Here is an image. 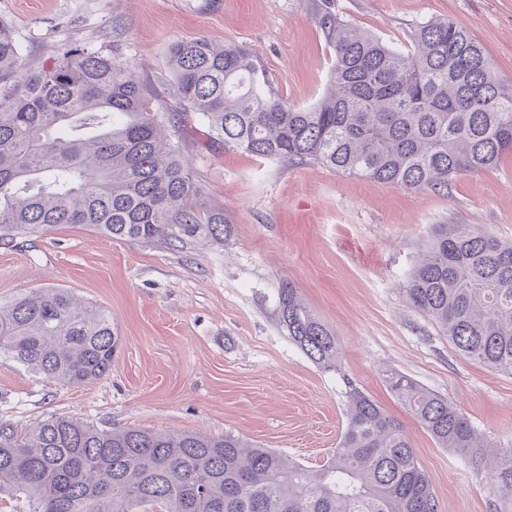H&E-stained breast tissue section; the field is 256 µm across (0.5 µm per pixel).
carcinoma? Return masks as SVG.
Wrapping results in <instances>:
<instances>
[{
  "instance_id": "carcinoma-1",
  "label": "carcinoma",
  "mask_w": 512,
  "mask_h": 512,
  "mask_svg": "<svg viewBox=\"0 0 512 512\" xmlns=\"http://www.w3.org/2000/svg\"><path fill=\"white\" fill-rule=\"evenodd\" d=\"M320 25L335 60L314 106L283 99L247 49L198 37L167 50L179 108L228 148L408 189H446L512 153V86L460 22L418 24L408 51L330 14ZM55 53L53 66H32L0 21V240L68 224L118 240L223 242L224 210L200 203L178 130L166 134L171 117L131 64L86 44ZM404 291L461 356L512 372V242L440 224ZM279 321L314 364L337 366L335 332L289 282ZM118 346L112 313L61 288L0 307V355L62 385L109 374ZM388 387L439 447L481 465L457 406L404 373L388 375ZM346 394L345 430L316 472L232 433L51 416L23 434L0 424V493L28 512H438L403 426L359 388ZM493 472L499 512H512V458Z\"/></svg>"
}]
</instances>
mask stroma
Instances as JSON below:
<instances>
[{
  "mask_svg": "<svg viewBox=\"0 0 512 512\" xmlns=\"http://www.w3.org/2000/svg\"><path fill=\"white\" fill-rule=\"evenodd\" d=\"M327 13L398 47L417 24L453 18L512 85V0H0V20L32 65L51 66L57 44L92 45L134 63L159 108L176 105L169 44L200 36L248 48L284 98L314 104L333 61L319 24ZM181 136L203 203L223 209L232 228L224 243L113 240L72 225L0 241V306L62 288L111 312L120 336L111 372L85 386L1 356L0 424L24 431L68 415L102 428L231 433L318 469L345 429L352 384L403 425L439 512H494L488 468L439 447L386 375L408 374L447 397L488 457L512 451V373L458 354L403 291L437 225L512 241V155L439 191L261 159L212 141L195 118ZM286 281L336 333L337 369L313 364L280 325Z\"/></svg>",
  "mask_w": 512,
  "mask_h": 512,
  "instance_id": "stroma-1",
  "label": "stroma"
}]
</instances>
